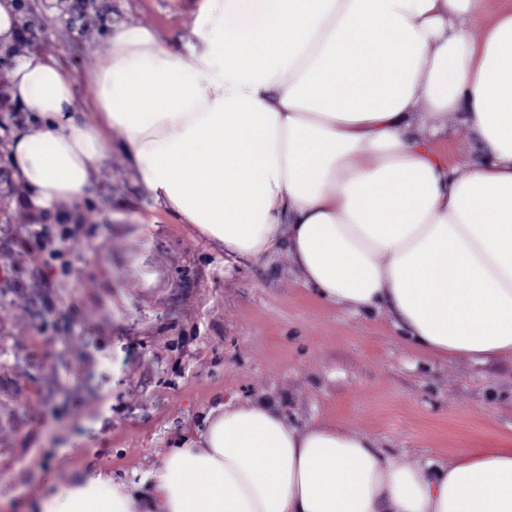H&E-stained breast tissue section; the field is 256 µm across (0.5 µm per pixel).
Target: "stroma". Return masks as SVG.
<instances>
[{"label": "stroma", "instance_id": "35a3bbf8", "mask_svg": "<svg viewBox=\"0 0 512 512\" xmlns=\"http://www.w3.org/2000/svg\"><path fill=\"white\" fill-rule=\"evenodd\" d=\"M35 49L69 69L77 111L107 35L57 0ZM113 27L193 41V0H97ZM112 135L91 202L34 216L0 149V512L88 471L139 479L220 398L262 395L290 427L339 421L397 461H448L512 439V359L448 362L390 312L351 314L303 283L287 252L229 257L137 184Z\"/></svg>", "mask_w": 512, "mask_h": 512}]
</instances>
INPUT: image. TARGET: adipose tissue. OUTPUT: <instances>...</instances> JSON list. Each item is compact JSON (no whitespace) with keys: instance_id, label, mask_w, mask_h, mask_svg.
I'll return each mask as SVG.
<instances>
[{"instance_id":"adipose-tissue-1","label":"adipose tissue","mask_w":512,"mask_h":512,"mask_svg":"<svg viewBox=\"0 0 512 512\" xmlns=\"http://www.w3.org/2000/svg\"><path fill=\"white\" fill-rule=\"evenodd\" d=\"M490 16L479 35L468 21ZM187 52L108 35L89 72L14 60L34 124L7 158L36 216L82 207L120 132L154 202L225 252L287 251L325 302L385 309L451 361L512 356V0H199ZM486 150L457 172L448 113ZM135 482L50 484L30 512H512V443L398 463L342 422L220 402Z\"/></svg>"}]
</instances>
